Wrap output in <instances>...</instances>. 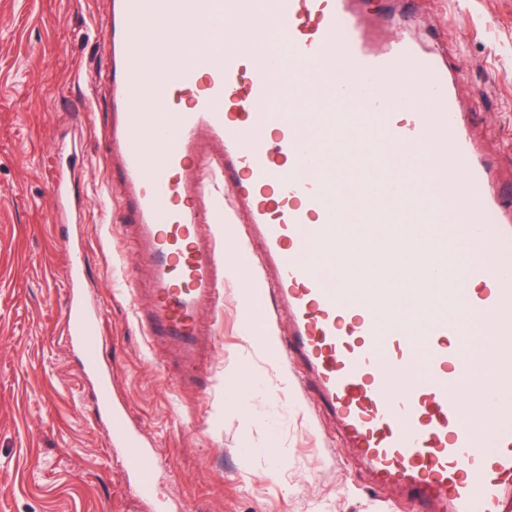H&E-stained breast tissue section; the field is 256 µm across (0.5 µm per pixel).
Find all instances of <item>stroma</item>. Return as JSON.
Masks as SVG:
<instances>
[{
	"instance_id": "1",
	"label": "stroma",
	"mask_w": 512,
	"mask_h": 512,
	"mask_svg": "<svg viewBox=\"0 0 512 512\" xmlns=\"http://www.w3.org/2000/svg\"><path fill=\"white\" fill-rule=\"evenodd\" d=\"M379 40L442 54L470 133L512 178V0H364ZM110 0H0V512H154L129 486L94 382L63 324L64 235L84 246L86 291L115 394L162 460L169 512H400L298 364L244 337L234 278L205 334L197 386L137 321L152 276L122 190L108 182L112 123L103 46ZM75 173L80 222L54 215L52 161Z\"/></svg>"
}]
</instances>
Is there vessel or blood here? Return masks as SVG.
Masks as SVG:
<instances>
[{
  "instance_id": "b4317fda",
  "label": "vessel or blood",
  "mask_w": 512,
  "mask_h": 512,
  "mask_svg": "<svg viewBox=\"0 0 512 512\" xmlns=\"http://www.w3.org/2000/svg\"><path fill=\"white\" fill-rule=\"evenodd\" d=\"M360 2L266 0L287 27L282 56L257 64L251 43L230 39L219 61L162 67L149 43L184 22L222 27L239 0H112L113 174L154 271L153 308L138 320L193 366L198 314L222 300L216 231L232 197L288 315L275 356L302 363L375 482L401 488L412 512H512V203L468 132L449 64L406 39L375 45ZM284 87L296 111H269ZM341 129L356 143L377 138L356 159L352 197L316 149ZM209 172L224 195L205 193ZM53 192L56 209L74 206L68 172ZM406 204L466 255L457 279L406 261L407 287L431 301L411 322L395 319L389 289L366 294L343 264L326 263L337 225L362 218L386 239ZM67 250L63 329L94 379L110 446L123 449L137 495L152 499L160 461L112 394L84 247L72 240ZM402 366L411 375L398 387ZM473 376L479 390L467 402L458 391Z\"/></svg>"
}]
</instances>
